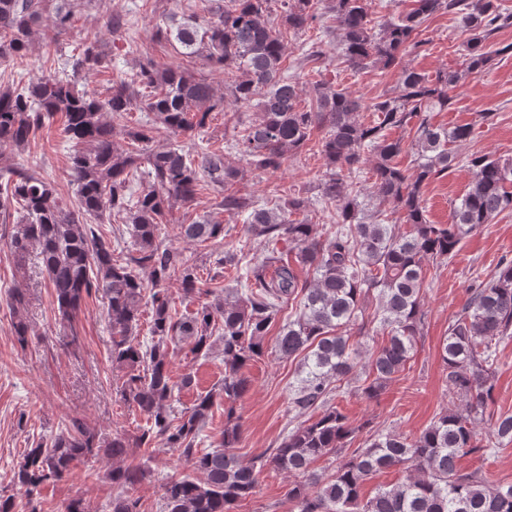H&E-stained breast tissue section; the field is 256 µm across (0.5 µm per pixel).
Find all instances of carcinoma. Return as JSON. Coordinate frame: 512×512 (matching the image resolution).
I'll return each instance as SVG.
<instances>
[{
  "mask_svg": "<svg viewBox=\"0 0 512 512\" xmlns=\"http://www.w3.org/2000/svg\"><path fill=\"white\" fill-rule=\"evenodd\" d=\"M50 0H0V60L22 58L30 51L35 26ZM94 0H56L54 29L71 26L76 12ZM271 0H225L204 15L183 14L156 34L170 41L180 54L205 56L231 76L235 101H257L259 116L243 126L236 147L249 164L275 171L289 154L303 150L314 130L325 129L318 152L327 167L319 185L324 204H336V230L325 235L318 225L292 215L306 210L308 200L294 197L275 213L257 204L238 188L240 169L208 148L192 155L171 143H156L157 135L189 136L201 132L214 111H224V97L210 82L179 68L140 65L130 81H122L103 97L79 90L77 77L86 70L108 69L112 58L97 40H87L65 55L49 74L25 79L20 72L0 85V152L21 149L36 132L64 116V139L71 144L70 183L75 205H62L53 181L24 167L0 171V222L16 218L10 251L21 261L30 253L48 280L58 316L70 322L94 291L108 298L112 366L123 372L116 394L146 417L140 434L110 437L73 419L46 443L25 450L15 473L16 485L31 497L54 484L80 463L102 455L112 460L110 478L121 491L108 503V512H141L140 500L129 489L150 475L143 464L127 462L129 449L159 442L179 453L195 476L172 478L163 485V512H237L255 493L258 477L268 467L302 477L288 485L291 512H512V484L492 485L478 470L462 473L457 459L469 452L487 451L512 442V413L496 412L494 368L499 344L512 338V261L500 263L495 275L471 289L470 303L448 323L441 345L448 394L465 400L461 410L438 415L418 435L392 432L372 436L350 457L342 449L362 430L335 406L326 407L288 432L280 446L243 460L233 453L241 440L236 403L250 389L248 364L265 354V337L283 305L295 301V317L283 325L275 352L289 359L305 353L292 407L303 412L326 402L330 384L357 368L359 352L353 336L371 338L381 330L387 341L369 354L362 368L372 376L364 388L377 397L413 358L425 323L422 307L424 266L442 262L461 242L512 210V162L489 155L468 159L473 178L469 190L453 208L451 222L432 224L422 206V186L452 167L456 155L448 144L462 142L471 127L435 126L427 113L448 108L467 73L491 67L512 44L496 48L489 39L512 25V10L501 0H414L400 20L375 28L369 0H329L343 33L342 56L361 70L390 68L401 63L407 47L418 48L417 31L429 17L448 11L461 16L470 37L465 69L440 71L431 79L403 66L401 94L370 104L376 119H357L360 99L342 89L317 82L313 99L305 104L292 78L282 75L285 33L301 30L317 17L323 0H280L281 27L274 26ZM138 108L143 122L127 132V146L113 139V125L105 119ZM414 125L418 162L413 172L396 158L402 142L386 131ZM373 152L370 173L378 197L402 212L406 233L385 223L383 212H361L352 175L365 164L364 151ZM207 181L224 191L219 205L247 214V232L274 244L246 272L244 293L231 300L204 303L179 318L172 312L168 285L179 282L184 295L214 294L220 287L203 282L182 254L160 240L163 219L177 204L195 201ZM107 212L124 216L132 239L125 259L112 257V248L86 217ZM191 241H215L224 226L208 220L180 225ZM285 239L294 250L289 260L275 248ZM378 302L372 319L363 316V303ZM16 317L13 335L24 346L30 331L21 310L26 293L14 289ZM151 310V340L136 332L141 309ZM187 340L192 352L206 356L215 342L223 345L224 433L209 449L198 438L214 405V393L198 397L176 417L170 402L175 383L170 374L168 342ZM322 458L336 461L324 479L311 471ZM391 467L405 478L380 488L371 497L363 486Z\"/></svg>",
  "mask_w": 512,
  "mask_h": 512,
  "instance_id": "carcinoma-1",
  "label": "carcinoma"
}]
</instances>
